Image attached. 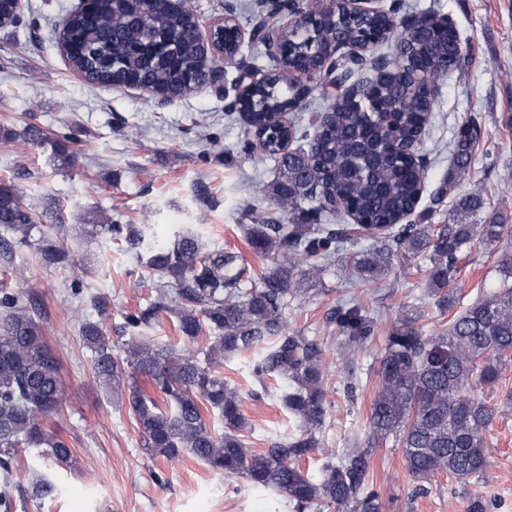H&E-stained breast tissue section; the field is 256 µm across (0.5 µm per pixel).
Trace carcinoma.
Segmentation results:
<instances>
[{"label":"carcinoma","mask_w":512,"mask_h":512,"mask_svg":"<svg viewBox=\"0 0 512 512\" xmlns=\"http://www.w3.org/2000/svg\"><path fill=\"white\" fill-rule=\"evenodd\" d=\"M309 33L285 37L273 82L252 87L235 103L249 131L268 156L278 159L280 175L271 186L277 208L288 223L267 218L252 227L254 249L271 260L270 270L248 284L246 268L219 250L206 251L198 237L185 230L173 248H152L138 255L143 268L171 289L157 297L127 324L137 328L159 313L178 321L182 335L196 341L208 332L194 354L176 355L142 336L125 342L122 354H112V341L98 322L84 321L81 337L93 352L95 377L106 387L128 390V404L140 430L143 447L169 461L189 453L214 473L288 497L296 512L319 506L334 512H384L379 493L369 485V456L375 441L398 437L412 480L423 484L439 473L467 485L483 476L489 465L485 433L498 408L481 396L512 361V245L499 262L502 284L476 297L432 336L407 323L385 338L377 391L370 414V435L340 459L325 451L318 477L302 471L299 461L320 444L326 419L324 382L331 363L314 338L288 328L284 311L290 301L310 292L347 242L383 240L346 253L354 283L376 286L394 260L427 255L431 264L428 287L437 305L448 306L445 288L455 276L465 249L478 241L493 246L512 240V224L491 217L478 224L485 198L474 190L462 196L448 223L407 224L424 190L414 159L388 148L391 143L420 141L431 122L434 93L449 72L464 68L458 33L442 27L436 15L420 27L407 29L397 9L365 19L326 14L322 0H306L301 11ZM390 43V59L350 61L329 98L327 122L318 127L308 148L287 150L298 128L274 129L273 112H292L317 87L297 83L294 74L317 76L326 65L320 39L344 44ZM198 35L192 13L172 12L164 0H95L90 11L71 16L66 44L74 66L104 85L137 81L154 96L183 98L204 78L191 51ZM420 65L422 80L414 81L408 62ZM476 130L460 126L448 171V186L470 176ZM345 213L352 225L321 223V217ZM0 248L29 242L40 233V259L46 266L67 261L59 236L89 232L87 225L38 224L23 205L19 190L0 187ZM336 324L341 349L348 355L364 351L376 320L358 306L340 309ZM262 349L252 373L259 384L267 376L288 380V411L302 423L300 433L274 443L258 454L245 439L248 419L239 392L224 383L216 368L224 358ZM148 377L168 402L162 410L140 387L135 374ZM64 400L58 361L44 342L30 305V290L0 293V512H18L30 499L53 496L57 486L41 475L28 489L10 482L15 451L46 448L61 463L71 460V448L46 428V419ZM216 410L224 432L208 428L203 410ZM492 503L474 492L464 512H491Z\"/></svg>","instance_id":"1"}]
</instances>
